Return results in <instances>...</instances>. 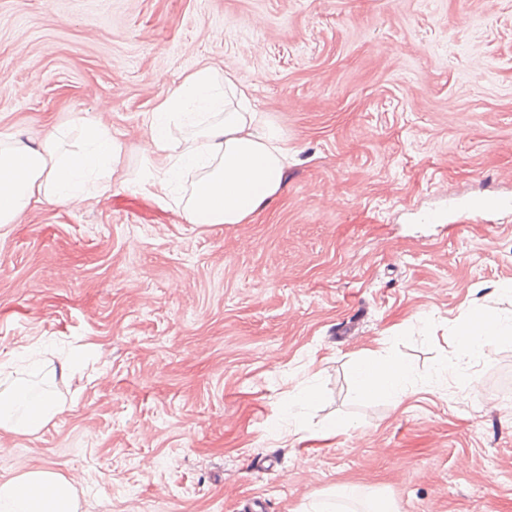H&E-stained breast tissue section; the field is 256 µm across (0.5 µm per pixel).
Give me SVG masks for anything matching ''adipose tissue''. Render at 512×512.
Wrapping results in <instances>:
<instances>
[{"label":"adipose tissue","instance_id":"adipose-tissue-1","mask_svg":"<svg viewBox=\"0 0 512 512\" xmlns=\"http://www.w3.org/2000/svg\"><path fill=\"white\" fill-rule=\"evenodd\" d=\"M195 121L193 135L183 133ZM151 172L141 190L156 199L173 197L184 170L201 169L181 210L190 224H246L283 188L288 139L264 113L253 108L248 91L232 77L208 66L184 75L159 99L147 117ZM86 145L60 151L50 134L26 144L0 137V226L15 223L42 200L86 201L85 186L95 174L112 172L121 146L110 131L84 121ZM464 355L490 356L512 342V318L470 312L458 336ZM411 371L403 359L375 355L353 370L359 396L405 394ZM59 409L51 396L34 395L23 382L0 380V429L34 434L47 427ZM0 512H78L72 484L57 471L38 468L0 482Z\"/></svg>","mask_w":512,"mask_h":512}]
</instances>
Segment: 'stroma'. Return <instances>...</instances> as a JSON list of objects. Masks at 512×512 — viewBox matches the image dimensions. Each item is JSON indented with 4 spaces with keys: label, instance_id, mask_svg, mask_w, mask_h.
Returning <instances> with one entry per match:
<instances>
[{
    "label": "stroma",
    "instance_id": "stroma-1",
    "mask_svg": "<svg viewBox=\"0 0 512 512\" xmlns=\"http://www.w3.org/2000/svg\"><path fill=\"white\" fill-rule=\"evenodd\" d=\"M204 65L296 149L247 224L137 186L148 113ZM84 117L123 145L111 195L0 227V372L70 367L51 424L0 430V482L55 468L79 512H344L341 483L512 512V342L464 358L456 336L512 317V0H0V134L77 144ZM387 352L405 396L357 398L353 365ZM303 384L311 429H348L288 437Z\"/></svg>",
    "mask_w": 512,
    "mask_h": 512
}]
</instances>
